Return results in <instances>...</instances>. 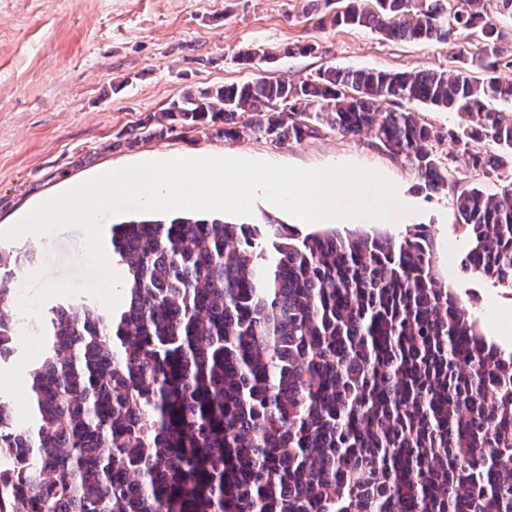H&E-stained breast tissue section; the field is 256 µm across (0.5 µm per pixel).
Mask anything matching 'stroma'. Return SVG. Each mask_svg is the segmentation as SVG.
<instances>
[{
    "label": "stroma",
    "instance_id": "obj_1",
    "mask_svg": "<svg viewBox=\"0 0 512 512\" xmlns=\"http://www.w3.org/2000/svg\"><path fill=\"white\" fill-rule=\"evenodd\" d=\"M340 8L339 0H0V229L101 168L151 156L224 154L302 168L352 164L404 188L410 222L429 227L449 288L487 336L512 349V335L497 328L498 310L512 308V290L461 271L466 240L454 219L457 195L476 185L492 190L499 181L467 167L451 140L434 146L451 160L448 185L436 193L421 189L403 159L378 148L366 133L323 132L298 144H277L259 136L175 132L129 146L136 125L189 89L263 76L304 79L329 66L445 71L469 40L462 32L445 43L397 41L319 25V17ZM296 44L314 45L315 51L288 55ZM258 46L274 52V60L254 67L239 62L242 51ZM82 242L80 231L63 229L50 243L28 237L22 244L35 256L34 270L63 280L82 259ZM28 321L16 354L0 364V377L29 371L41 358V319L32 315Z\"/></svg>",
    "mask_w": 512,
    "mask_h": 512
}]
</instances>
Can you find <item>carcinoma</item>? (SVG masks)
I'll return each instance as SVG.
<instances>
[{
    "mask_svg": "<svg viewBox=\"0 0 512 512\" xmlns=\"http://www.w3.org/2000/svg\"><path fill=\"white\" fill-rule=\"evenodd\" d=\"M348 0L334 26L390 40L475 37L442 72L327 67L184 92L144 134L300 143L369 131L425 188L512 170V0ZM491 75L469 73L468 61ZM456 112L443 133L412 105ZM489 140L493 151L471 143ZM460 270L512 288V181L454 201ZM119 305L50 307L33 417L0 399V512H512V350L448 288L433 235L176 215L110 227ZM27 252L0 244V362L17 351Z\"/></svg>",
    "mask_w": 512,
    "mask_h": 512,
    "instance_id": "carcinoma-1",
    "label": "carcinoma"
}]
</instances>
